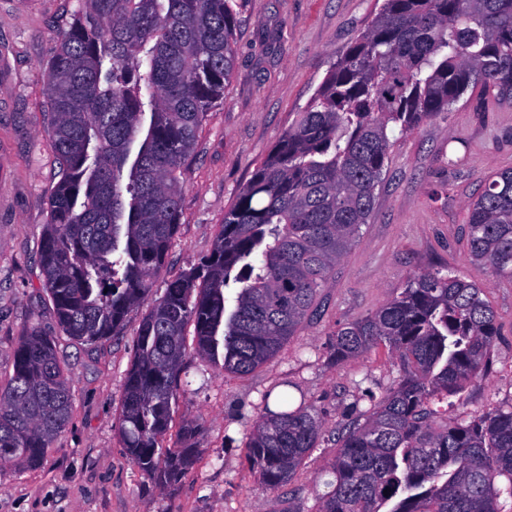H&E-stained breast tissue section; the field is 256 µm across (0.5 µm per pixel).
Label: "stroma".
<instances>
[{
	"mask_svg": "<svg viewBox=\"0 0 512 512\" xmlns=\"http://www.w3.org/2000/svg\"><path fill=\"white\" fill-rule=\"evenodd\" d=\"M382 4L246 0L235 70L186 170L182 224L154 296L209 254L255 168ZM76 6V0H0V380L11 375L17 339L33 323L54 339L73 397L70 422L42 463L0 471V512H319L320 476L336 454L333 433L352 414L370 411L398 378L385 346L333 364L329 341L339 325L375 312L419 273L449 271L474 281L499 328L489 370L442 402L438 423L512 406V280L471 263L465 234L468 206L485 180L512 168V102L477 88L419 128L391 133L367 224L323 288L320 315L305 321L277 356L239 377L188 352L174 419H199L202 432L198 461L181 482L160 487L134 466L115 424L149 307L135 309L117 338L76 343L56 325L38 264L57 181L40 110L44 68L61 17ZM284 391L317 410L327 439L288 485L269 490L250 470L247 445L267 401Z\"/></svg>",
	"mask_w": 512,
	"mask_h": 512,
	"instance_id": "1",
	"label": "stroma"
}]
</instances>
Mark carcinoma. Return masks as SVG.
I'll use <instances>...</instances> for the list:
<instances>
[{
    "mask_svg": "<svg viewBox=\"0 0 512 512\" xmlns=\"http://www.w3.org/2000/svg\"><path fill=\"white\" fill-rule=\"evenodd\" d=\"M45 66V132L59 164L43 232V286L62 331L96 344L148 300L116 429L128 459L177 484L202 424L167 440L187 354L246 376L317 307L336 262L367 223L388 130L408 132L468 90L512 98V0H384L305 110L224 213L210 254L152 299L181 223V190L207 113L235 64L240 0H78ZM470 260L512 279V169L471 202ZM498 336L482 288L440 271L412 277L371 315L339 326L329 359L384 344L399 377L336 432L320 512H500L512 498V407L437 426L431 399L487 372ZM0 385V470L40 464L72 414L53 341L26 327ZM266 409L248 443L257 480L288 483L318 447L316 410ZM505 475V491L493 474Z\"/></svg>",
    "mask_w": 512,
    "mask_h": 512,
    "instance_id": "cac0c4a2",
    "label": "carcinoma"
}]
</instances>
